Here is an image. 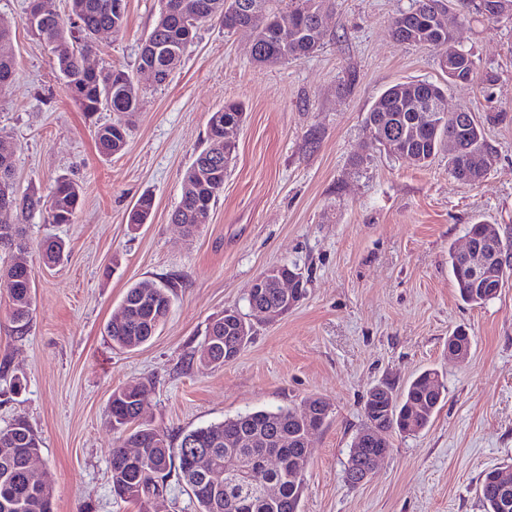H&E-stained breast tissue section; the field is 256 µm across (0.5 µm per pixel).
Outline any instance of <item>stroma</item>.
<instances>
[{"mask_svg":"<svg viewBox=\"0 0 512 512\" xmlns=\"http://www.w3.org/2000/svg\"><path fill=\"white\" fill-rule=\"evenodd\" d=\"M412 0H326L327 34L308 57L262 66L249 32L201 25L165 86L143 79L139 111L127 113L123 151L96 144L109 111L71 100L50 49L22 22L25 0H0L15 33L14 82L0 92V136L15 154L20 189L49 197L57 178L83 192L72 223L47 211L25 226L32 276L30 328L12 330L0 291V427L23 415L41 439L53 512H137L112 492L110 461L120 433L106 411L112 391L146 378L153 388L141 423L171 444L182 433L238 413L325 398L330 413L312 438L300 512H481L486 470L512 466V279L482 305L463 303L448 270L470 224L512 238V23L450 10L447 19L477 64L473 81L449 88L448 111L486 119L496 162L477 184L371 145L363 118L390 85L441 82L446 46L397 42L391 18ZM159 0H126L122 31L98 37L97 68L135 70ZM496 76L485 80L486 73ZM235 101L236 161L211 223L194 234L172 223L183 174L204 146L212 112ZM145 224L128 223L143 193ZM47 239L65 241L45 264ZM296 266L303 301L276 320L252 318L251 342L222 367L193 361L225 307L247 310L253 280L272 265ZM171 286L169 314L143 346L113 345L106 326L133 283ZM465 330L466 361L448 352ZM443 374L445 400L422 432L392 435L386 457L359 486L344 468L364 422L369 391L402 389L416 373ZM24 378L12 393L9 378Z\"/></svg>","mask_w":512,"mask_h":512,"instance_id":"35a3bbf8","label":"stroma"}]
</instances>
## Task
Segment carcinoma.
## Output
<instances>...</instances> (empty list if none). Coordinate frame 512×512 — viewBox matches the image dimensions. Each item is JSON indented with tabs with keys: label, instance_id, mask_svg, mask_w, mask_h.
<instances>
[{
	"label": "carcinoma",
	"instance_id": "obj_1",
	"mask_svg": "<svg viewBox=\"0 0 512 512\" xmlns=\"http://www.w3.org/2000/svg\"><path fill=\"white\" fill-rule=\"evenodd\" d=\"M236 0H160L159 16L143 40V52L138 67L157 68L156 83L163 84L180 63L188 46L196 38L197 29L210 16L201 12L211 8L225 15L224 4ZM113 0H68V20L60 18L32 24L24 17L25 26L50 48L56 68L62 74L72 100L88 113L106 109L116 115L111 122L97 128L96 142L106 155L120 153L127 144L128 128L123 121L127 112L139 109L141 94L134 76L122 69L90 70L85 56L97 51L99 31L120 30L125 14L112 9ZM258 14L253 17L232 16L226 19L224 30L231 33L238 24L251 26L258 52L254 61L276 64L307 57L318 50L324 31L314 27V16L322 11L323 0H255ZM498 0H454L460 13L478 14L497 20L494 5ZM440 0H413L411 7L392 18V37L402 43L436 46L449 39L431 9ZM285 29L282 40L270 37L271 27ZM476 62L471 52L456 58L455 79L450 86L467 85L472 80ZM15 61L10 53L0 54V91L14 80ZM446 88L427 81L399 82L387 88L366 112L364 127L367 134L377 129L379 117H388L390 134L384 149L395 158H405L418 167L428 166L442 151L445 142H456V153L448 157V171L459 181L475 184L487 174L489 165L476 163V158L495 156L485 137L483 125L478 133L465 130L460 115L455 112L424 111L418 103L425 99H441ZM244 110L237 102H226L213 112L205 146L196 154L183 175L184 191L171 214V222L181 224L191 234L209 224L213 210L224 192V177L235 158L236 144L224 142V126L242 123ZM13 152L0 151V194L8 193L13 213L11 222L0 223V248L12 252L9 262L0 266V288L5 289L10 304L11 321L19 333L27 330L31 321L32 282L26 277L14 255L13 239L24 237L23 223L42 207L41 196L35 192L19 193L13 181ZM80 188L60 179L51 192L49 217L55 224H69L79 208ZM153 199L143 195L128 214V223L141 224L149 220ZM65 243L49 239L41 246L46 264L58 263ZM467 264L466 256L455 250L448 253V268L460 299L470 305H481L494 298L479 293L458 277ZM249 307L279 306L284 297L276 288L275 279L248 293ZM122 303L126 304L123 320L107 325L112 343L122 349H135L152 337L166 319L170 306V287L153 281H140L130 286ZM217 348L203 343L197 351L198 360L215 367L224 364V356L239 355L251 339L252 326L243 315L233 321L218 317L210 323ZM151 390L148 380H132L115 389L107 404L113 426L126 432L112 449L110 473L112 490L117 498L139 506L148 512L151 499L164 493L167 479L177 472L191 491L196 512H299L304 493V477L298 475L306 461L311 428L323 424L328 403L311 397L300 407L260 409L199 427L184 433L178 447L155 428L139 423V397ZM446 394L443 377L434 369L420 372L399 395L387 383L380 390L369 392L364 415L376 423V435L360 429L355 440L359 451L349 455L346 472L349 484L371 469L375 457L389 450L392 433L413 435L426 428ZM41 440L25 417L19 415L12 423L0 428V512H53L52 486L46 473L31 469L28 459L39 454ZM141 449L140 457L130 459L124 449ZM211 457L213 468L207 474L194 466V452ZM229 452L246 453L255 461L273 454L279 467L267 474L278 485V497L267 499L256 490L237 487L225 482L224 457ZM479 502L483 512H512V486L504 492L494 477V470L484 472L479 480Z\"/></svg>",
	"mask_w": 512,
	"mask_h": 512
}]
</instances>
